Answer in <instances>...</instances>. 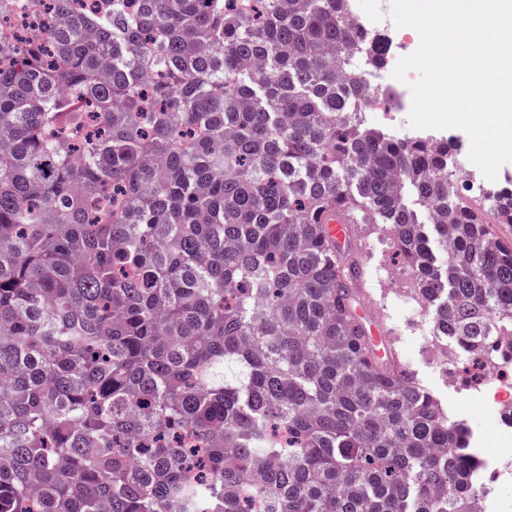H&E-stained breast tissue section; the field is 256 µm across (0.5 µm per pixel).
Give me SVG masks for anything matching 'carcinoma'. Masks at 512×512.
Returning a JSON list of instances; mask_svg holds the SVG:
<instances>
[{"mask_svg":"<svg viewBox=\"0 0 512 512\" xmlns=\"http://www.w3.org/2000/svg\"><path fill=\"white\" fill-rule=\"evenodd\" d=\"M50 2L0 38V512H473L469 428L378 356L320 221L380 228L442 345L512 357L457 145L362 118L388 41L348 0ZM28 26V27H27ZM30 26L42 28L43 19L38 13L30 11L17 13L7 24L2 23L1 34H8L15 39H23L26 36L27 29Z\"/></svg>","mask_w":512,"mask_h":512,"instance_id":"carcinoma-1","label":"carcinoma"}]
</instances>
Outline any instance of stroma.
I'll use <instances>...</instances> for the list:
<instances>
[{
  "mask_svg": "<svg viewBox=\"0 0 512 512\" xmlns=\"http://www.w3.org/2000/svg\"><path fill=\"white\" fill-rule=\"evenodd\" d=\"M390 8L391 0H359L358 3L362 19L386 33L394 42L417 49L420 43L418 33L408 27H396L390 17ZM397 89V94L390 100L380 101L379 113H368L367 118L387 131L396 130L407 137L412 133L409 124L411 93L402 82L397 84ZM352 231L363 238L364 285L360 303L368 318L379 328L383 346H394L406 358L421 382L441 401L453 419L473 418L482 424L491 421L497 426L507 427L504 407L483 403L476 398L465 370V360H457L453 367L447 368L424 352L432 318L425 312L420 313L417 319L409 318L394 286L395 275L403 274L405 268L395 259L386 238L374 234L364 224L353 225Z\"/></svg>",
  "mask_w": 512,
  "mask_h": 512,
  "instance_id": "obj_1",
  "label": "stroma"
}]
</instances>
